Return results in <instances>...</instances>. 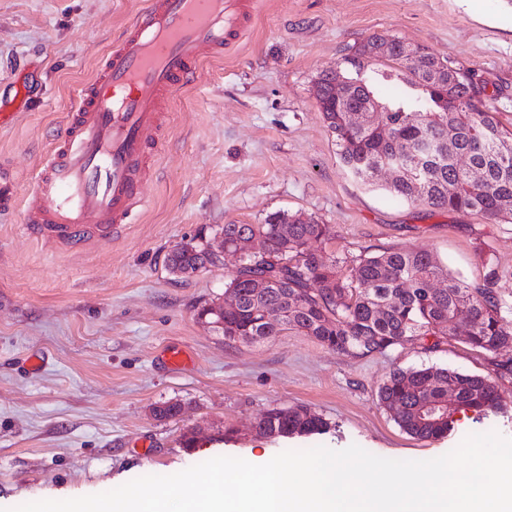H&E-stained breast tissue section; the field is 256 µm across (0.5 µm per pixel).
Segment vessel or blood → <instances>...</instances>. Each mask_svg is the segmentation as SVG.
Segmentation results:
<instances>
[{
    "label": "vessel or blood",
    "mask_w": 512,
    "mask_h": 512,
    "mask_svg": "<svg viewBox=\"0 0 512 512\" xmlns=\"http://www.w3.org/2000/svg\"><path fill=\"white\" fill-rule=\"evenodd\" d=\"M244 0H147L126 38L79 91L25 207L43 239L109 237L143 206L149 149L174 93L204 57H221L244 26Z\"/></svg>",
    "instance_id": "b4317fda"
}]
</instances>
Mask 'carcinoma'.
I'll return each instance as SVG.
<instances>
[{
    "mask_svg": "<svg viewBox=\"0 0 512 512\" xmlns=\"http://www.w3.org/2000/svg\"><path fill=\"white\" fill-rule=\"evenodd\" d=\"M373 62L385 68L384 80L396 78L409 91L378 100L383 111L367 113L358 124L347 122L328 96L317 104L348 174L370 187L375 171L390 166L398 177L385 190L395 198L432 212L470 211L511 224L512 129L497 117L496 95L475 103L483 90L473 73L451 62L443 83L428 86L425 76L440 59L422 47L408 49L393 36L375 35L344 59L346 105L370 103L374 91L363 75ZM221 234L224 251L238 256L224 289L235 302L224 312L228 343H262L288 331L338 353L369 356L397 348L433 351L454 337L512 374V358H500L512 350V303L489 259L476 285L452 276L430 252L410 248L368 251L352 260L346 274L345 259L322 251L328 226L312 217L275 212L263 224H226ZM245 236L265 238L267 254L242 253L239 241ZM205 248L200 243L194 252L173 250L170 271L181 275L217 265L206 261ZM263 276L273 284L254 288L253 280ZM439 280L445 287H433ZM460 307L469 310L473 325L454 320ZM270 309L280 312L278 322L266 320ZM377 397L403 432L423 441L447 434L461 411L486 415L500 409L490 377L448 367H395ZM327 427L303 406L269 409L257 422L258 430L273 438L319 434Z\"/></svg>",
    "mask_w": 512,
    "mask_h": 512,
    "instance_id": "obj_1",
    "label": "carcinoma"
}]
</instances>
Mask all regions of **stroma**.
Listing matches in <instances>:
<instances>
[{
    "mask_svg": "<svg viewBox=\"0 0 512 512\" xmlns=\"http://www.w3.org/2000/svg\"><path fill=\"white\" fill-rule=\"evenodd\" d=\"M144 0H0V165L15 180L0 206V512L23 503L102 493L145 475H170L215 457L262 463L286 450L356 444L396 460H429L471 433L512 438V374L497 378L502 409L463 412L448 435L419 441L379 405L396 367L447 366L491 375L478 352L359 357L292 332L226 345L200 317L221 298L235 257L191 275L169 271L182 242L275 212L328 225L324 253L415 248L476 283L492 260L512 301V224L470 212L432 214L342 166L313 95L318 74L375 34L420 45L470 69L512 124V0H253L239 39L179 91L147 161L146 205L112 239L79 247L26 229L24 202L64 131L77 87L121 39ZM186 364L170 368L169 350ZM44 359L28 372L25 359ZM179 403L171 420L152 412ZM304 405L330 432L270 438L255 427L273 407ZM192 447H184L185 437Z\"/></svg>",
    "mask_w": 512,
    "mask_h": 512,
    "instance_id": "1",
    "label": "stroma"
}]
</instances>
